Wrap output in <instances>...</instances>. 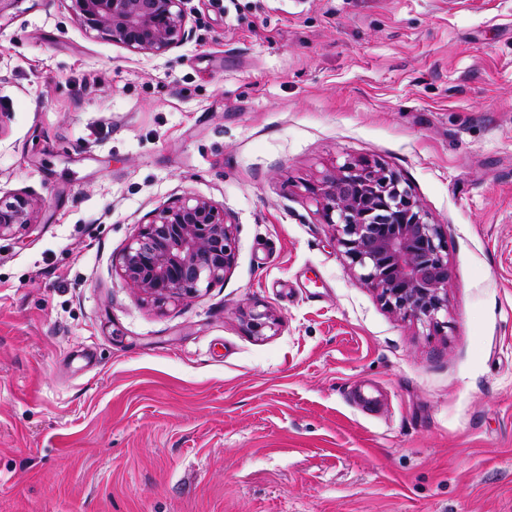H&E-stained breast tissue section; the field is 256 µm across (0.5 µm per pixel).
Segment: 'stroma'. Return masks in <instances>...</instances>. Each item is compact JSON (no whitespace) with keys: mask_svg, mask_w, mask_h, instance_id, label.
Segmentation results:
<instances>
[{"mask_svg":"<svg viewBox=\"0 0 512 512\" xmlns=\"http://www.w3.org/2000/svg\"><path fill=\"white\" fill-rule=\"evenodd\" d=\"M186 8L158 56L0 8V197L40 205L0 239V512H512V0ZM358 160L448 236L440 326L321 222L307 185ZM184 195L236 261L161 309L116 262Z\"/></svg>","mask_w":512,"mask_h":512,"instance_id":"35a3bbf8","label":"stroma"}]
</instances>
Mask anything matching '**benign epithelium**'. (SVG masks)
<instances>
[{
  "instance_id": "7a95c632",
  "label": "benign epithelium",
  "mask_w": 512,
  "mask_h": 512,
  "mask_svg": "<svg viewBox=\"0 0 512 512\" xmlns=\"http://www.w3.org/2000/svg\"><path fill=\"white\" fill-rule=\"evenodd\" d=\"M90 31L134 53L162 55L190 37L187 0H71ZM309 192L359 280L392 312L430 325L448 313V236L395 171L349 162ZM37 203L0 197V238L34 223ZM235 229L212 201L179 197L156 209L119 257L120 274L157 305L188 301L224 280Z\"/></svg>"
}]
</instances>
